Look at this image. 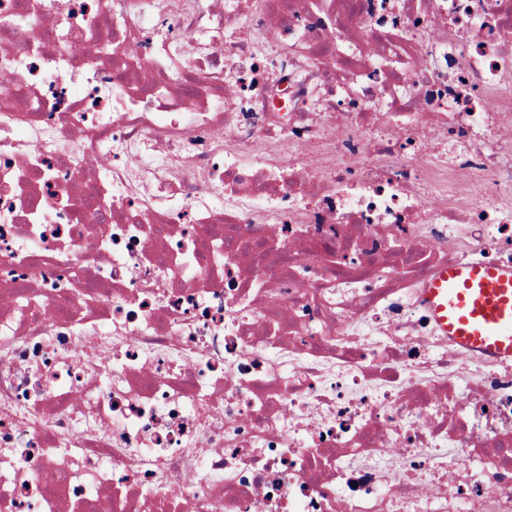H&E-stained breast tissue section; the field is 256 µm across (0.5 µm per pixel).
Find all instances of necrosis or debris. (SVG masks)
<instances>
[{"instance_id": "1", "label": "necrosis or debris", "mask_w": 512, "mask_h": 512, "mask_svg": "<svg viewBox=\"0 0 512 512\" xmlns=\"http://www.w3.org/2000/svg\"><path fill=\"white\" fill-rule=\"evenodd\" d=\"M512 0H0V512H512ZM423 291L435 322L462 349L512 359V266L448 265Z\"/></svg>"}]
</instances>
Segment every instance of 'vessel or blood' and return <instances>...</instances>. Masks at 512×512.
Wrapping results in <instances>:
<instances>
[{
    "label": "vessel or blood",
    "instance_id": "b4317fda",
    "mask_svg": "<svg viewBox=\"0 0 512 512\" xmlns=\"http://www.w3.org/2000/svg\"><path fill=\"white\" fill-rule=\"evenodd\" d=\"M423 297L461 348L512 359V266L450 265L429 277Z\"/></svg>",
    "mask_w": 512,
    "mask_h": 512
}]
</instances>
